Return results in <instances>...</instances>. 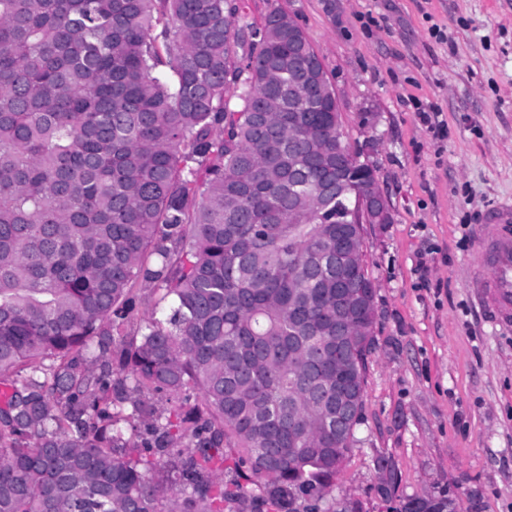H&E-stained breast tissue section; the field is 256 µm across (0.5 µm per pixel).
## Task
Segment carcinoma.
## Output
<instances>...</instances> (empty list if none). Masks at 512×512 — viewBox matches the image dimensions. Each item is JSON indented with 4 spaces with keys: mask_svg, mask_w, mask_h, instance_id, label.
<instances>
[{
    "mask_svg": "<svg viewBox=\"0 0 512 512\" xmlns=\"http://www.w3.org/2000/svg\"><path fill=\"white\" fill-rule=\"evenodd\" d=\"M311 52L242 0H0V512H358L313 403L364 409L374 338L304 328L347 162ZM140 278L168 313L127 336Z\"/></svg>",
    "mask_w": 512,
    "mask_h": 512,
    "instance_id": "obj_1",
    "label": "carcinoma"
}]
</instances>
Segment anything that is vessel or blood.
I'll list each match as a JSON object with an SVG mask.
<instances>
[{
    "label": "vessel or blood",
    "mask_w": 512,
    "mask_h": 512,
    "mask_svg": "<svg viewBox=\"0 0 512 512\" xmlns=\"http://www.w3.org/2000/svg\"><path fill=\"white\" fill-rule=\"evenodd\" d=\"M484 224L497 230L494 238L484 234L475 236V254L479 267L471 281V287L489 286L491 301L487 306L494 319L512 317V234L507 226L512 223V202L502 203L488 210Z\"/></svg>",
    "instance_id": "b4317fda"
}]
</instances>
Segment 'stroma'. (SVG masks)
I'll return each instance as SVG.
<instances>
[{"label": "stroma", "instance_id": "stroma-1", "mask_svg": "<svg viewBox=\"0 0 512 512\" xmlns=\"http://www.w3.org/2000/svg\"><path fill=\"white\" fill-rule=\"evenodd\" d=\"M276 7L318 52L392 217L366 228L375 345L334 494L361 512L445 494L512 512V324L468 286L483 214L512 201V0H244L254 22ZM132 292L136 336L166 307L149 283Z\"/></svg>", "mask_w": 512, "mask_h": 512}]
</instances>
